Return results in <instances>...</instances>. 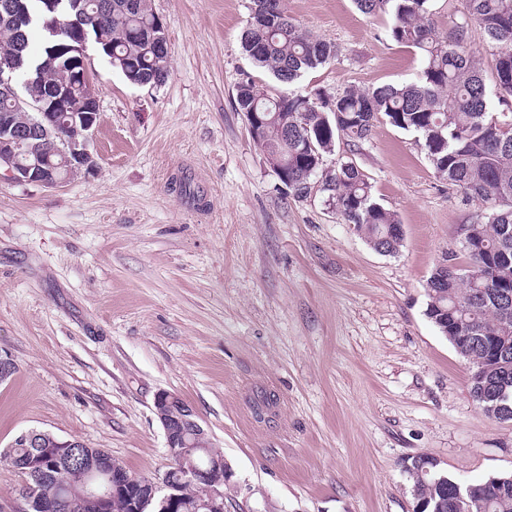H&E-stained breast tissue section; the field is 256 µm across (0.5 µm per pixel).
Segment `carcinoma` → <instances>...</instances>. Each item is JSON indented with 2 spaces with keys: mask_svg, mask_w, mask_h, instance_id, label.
Segmentation results:
<instances>
[{
  "mask_svg": "<svg viewBox=\"0 0 512 512\" xmlns=\"http://www.w3.org/2000/svg\"><path fill=\"white\" fill-rule=\"evenodd\" d=\"M22 0L30 22L20 28L15 15L0 8V62L22 59L14 81L28 82L26 94L41 97L65 89L73 102L83 99L73 81L70 47L86 41L98 49L112 47L125 58L114 64L127 81L158 86L169 77L170 62H161L143 28L156 18L149 0ZM432 0H355L365 15L389 17L387 33L423 57L418 78L402 85L371 90L348 89L329 95L281 92L269 95L247 77L236 86V110L257 112L265 120L262 152L288 159V192L305 199L313 189L374 250L399 251L403 237L394 233V213L377 203L368 177L352 162L326 166L336 138L367 140L383 118L391 126L417 134L437 175L466 196L487 204L482 220L471 225L463 247L466 263L450 252L427 283L426 315L445 336H462L453 343L473 365L471 393L482 408L512 421V302H503L501 288L512 290V0H466L447 34L438 32ZM266 23L249 25L243 49L259 68L289 85L303 73L317 70L336 56L335 46L303 31L288 14L284 0H251ZM57 19L51 31L46 22ZM482 32L494 56L492 80H487L471 43L472 28ZM497 100L502 109L490 111ZM415 500L425 512H512V473L460 482L436 467L420 475L408 471ZM42 512H71L58 499L62 488L54 480L39 485ZM472 489L469 506L459 510L455 489Z\"/></svg>",
  "mask_w": 512,
  "mask_h": 512,
  "instance_id": "1",
  "label": "carcinoma"
}]
</instances>
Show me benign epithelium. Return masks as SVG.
Listing matches in <instances>:
<instances>
[{
	"mask_svg": "<svg viewBox=\"0 0 512 512\" xmlns=\"http://www.w3.org/2000/svg\"><path fill=\"white\" fill-rule=\"evenodd\" d=\"M72 51L74 77L84 88L87 100L94 103V107L86 112L70 111L66 92L52 99H26L17 93L11 78L0 76V91L10 97L16 108L27 113V121L21 127L14 126L8 117L0 122V171L9 180L50 188L65 183L70 176L90 173L97 167L89 146L100 117L95 108L99 104V88L91 76L85 44H79ZM57 110L62 111L61 130L56 123ZM44 142L51 143V153L61 157L65 177L57 176L56 166L47 157L32 163L22 160L23 153L32 152ZM154 413L163 427L166 448L174 458V467L154 479L143 480L115 464L112 466V484L104 491L94 489L87 482L77 491L66 487V502L71 507L106 512L105 506L110 499L135 484L141 492L133 503L134 512H180L182 486L202 483L207 493L199 499L194 512H225L224 485L230 469L224 456L211 452V437L196 412L179 395L163 391L155 396ZM9 447L27 449L18 469L28 475L45 477V461L50 458L55 460L60 481L66 475L65 468L73 463L82 465L90 478L106 472L101 459L83 451V444L74 437L65 439L51 432L30 429L20 433ZM40 508L38 492L33 489L19 495L14 512H38Z\"/></svg>",
	"mask_w": 512,
	"mask_h": 512,
	"instance_id": "7a95c632",
	"label": "benign epithelium"
}]
</instances>
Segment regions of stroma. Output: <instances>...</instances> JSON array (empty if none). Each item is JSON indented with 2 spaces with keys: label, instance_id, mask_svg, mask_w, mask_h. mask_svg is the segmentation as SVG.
<instances>
[{
  "label": "stroma",
  "instance_id": "stroma-1",
  "mask_svg": "<svg viewBox=\"0 0 512 512\" xmlns=\"http://www.w3.org/2000/svg\"><path fill=\"white\" fill-rule=\"evenodd\" d=\"M171 74L130 84L96 51V169L55 188L0 178V448L38 429L169 465L160 391L197 413L231 470L226 512H411L406 462L461 481L512 472V421L473 400L468 364L426 316L427 281L484 202L435 173L415 133L338 139L403 227L374 251L315 192L286 194L235 109L281 85L241 47L250 0H149ZM332 42L292 94L417 79L422 60L354 0H286Z\"/></svg>",
  "mask_w": 512,
  "mask_h": 512
}]
</instances>
